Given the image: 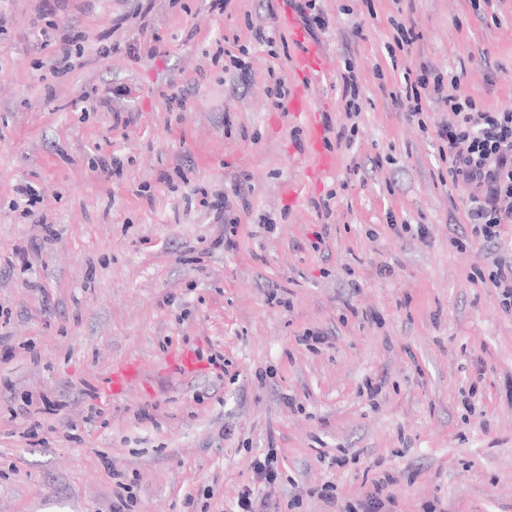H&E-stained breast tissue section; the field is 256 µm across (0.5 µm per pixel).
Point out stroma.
I'll list each match as a JSON object with an SVG mask.
<instances>
[{
	"mask_svg": "<svg viewBox=\"0 0 512 512\" xmlns=\"http://www.w3.org/2000/svg\"><path fill=\"white\" fill-rule=\"evenodd\" d=\"M318 4L315 80L292 69L285 0H0V512H112L123 486L127 512H232L246 487L266 512H349L387 476L381 512H512V312L476 277L512 224L455 246L452 114L403 103L424 67L512 108V0ZM53 23L75 36L64 71ZM302 86L336 159L316 181ZM181 349L206 372L168 371ZM124 358L142 381L98 396ZM270 451L272 486L253 470Z\"/></svg>",
	"mask_w": 512,
	"mask_h": 512,
	"instance_id": "stroma-1",
	"label": "stroma"
}]
</instances>
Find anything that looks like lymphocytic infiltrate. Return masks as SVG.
I'll return each mask as SVG.
<instances>
[{
    "label": "lymphocytic infiltrate",
    "instance_id": "obj_1",
    "mask_svg": "<svg viewBox=\"0 0 512 512\" xmlns=\"http://www.w3.org/2000/svg\"><path fill=\"white\" fill-rule=\"evenodd\" d=\"M437 94L454 120L438 126L448 145V179L467 193V218L476 241L495 243L512 224V109L480 110L468 98L443 94L440 81L420 74L409 107L419 115L422 97Z\"/></svg>",
    "mask_w": 512,
    "mask_h": 512
}]
</instances>
